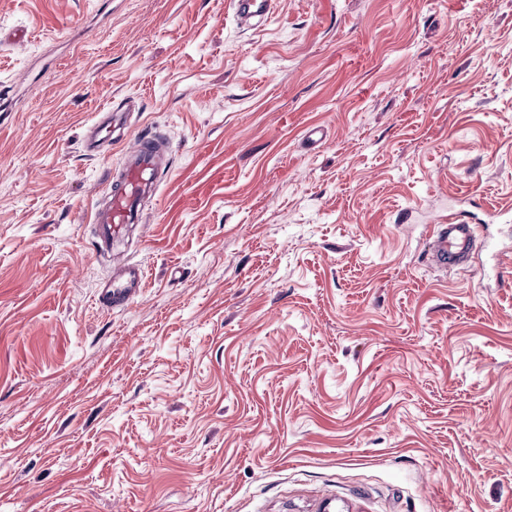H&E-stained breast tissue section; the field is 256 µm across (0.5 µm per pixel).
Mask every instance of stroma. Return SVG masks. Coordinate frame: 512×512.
I'll use <instances>...</instances> for the list:
<instances>
[{
	"instance_id": "stroma-1",
	"label": "stroma",
	"mask_w": 512,
	"mask_h": 512,
	"mask_svg": "<svg viewBox=\"0 0 512 512\" xmlns=\"http://www.w3.org/2000/svg\"><path fill=\"white\" fill-rule=\"evenodd\" d=\"M16 29L0 512H512V0H0ZM130 100L170 169L109 256L123 147L85 136ZM230 3L237 19L241 23L250 24L252 19L257 18V22H260L271 15L276 2L274 0H232ZM448 222V224H446ZM433 233L431 255L442 269H456L467 265L473 246V224L462 219L461 214L448 213ZM145 278L144 268L134 262L126 263L119 275L111 276L99 289L98 301L107 309L127 306L140 292Z\"/></svg>"
}]
</instances>
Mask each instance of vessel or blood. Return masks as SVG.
<instances>
[{
	"instance_id": "b4317fda",
	"label": "vessel or blood",
	"mask_w": 512,
	"mask_h": 512,
	"mask_svg": "<svg viewBox=\"0 0 512 512\" xmlns=\"http://www.w3.org/2000/svg\"><path fill=\"white\" fill-rule=\"evenodd\" d=\"M275 0H231L237 19L249 23L271 15ZM127 116L113 113L94 124L85 148L100 151L104 144L103 129L112 123H126ZM169 147L160 137L135 133L124 145V163L118 173L108 177L102 198L97 199L92 222L100 230L102 249L112 247L114 235L120 234L131 224L144 221L142 204L155 197L160 189V174L165 169V155ZM474 241L473 227L460 214H449L445 224L439 225L433 235L431 255L442 269H456L467 265ZM145 278L143 267L137 263L125 264L119 275L104 281L99 289L98 301L108 309L127 306L140 292Z\"/></svg>"
}]
</instances>
